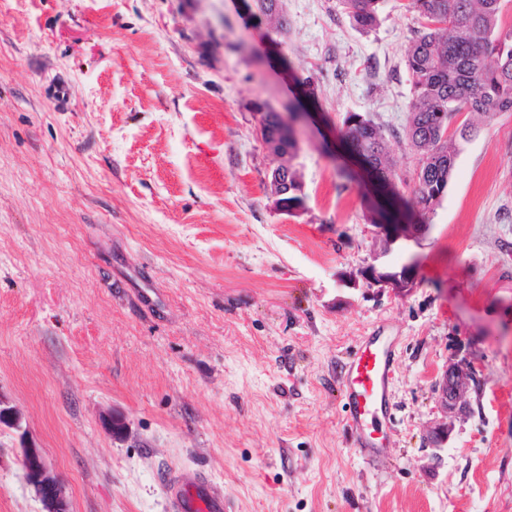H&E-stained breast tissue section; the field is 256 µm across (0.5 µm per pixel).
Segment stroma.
Returning a JSON list of instances; mask_svg holds the SVG:
<instances>
[{
  "label": "stroma",
  "instance_id": "1",
  "mask_svg": "<svg viewBox=\"0 0 512 512\" xmlns=\"http://www.w3.org/2000/svg\"><path fill=\"white\" fill-rule=\"evenodd\" d=\"M402 3L362 31L339 0H278L276 33L256 0H0V403L26 430L0 422V512H44L27 443L70 512H169L181 469L233 512H512V112L415 215ZM301 107L289 214L255 131ZM351 112L401 183L346 153ZM412 262L403 291L363 275ZM376 329L398 352L373 467L340 383ZM463 358L478 384L448 416L435 384Z\"/></svg>",
  "mask_w": 512,
  "mask_h": 512
}]
</instances>
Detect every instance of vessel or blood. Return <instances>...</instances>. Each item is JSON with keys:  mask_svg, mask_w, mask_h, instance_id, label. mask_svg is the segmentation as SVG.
Wrapping results in <instances>:
<instances>
[{"mask_svg": "<svg viewBox=\"0 0 512 512\" xmlns=\"http://www.w3.org/2000/svg\"><path fill=\"white\" fill-rule=\"evenodd\" d=\"M396 353L383 337L371 335L351 353L343 369L341 393L353 443L363 458L379 462L391 419L390 385ZM171 512H228L223 492L207 478L184 472L169 478Z\"/></svg>", "mask_w": 512, "mask_h": 512, "instance_id": "vessel-or-blood-1", "label": "vessel or blood"}]
</instances>
